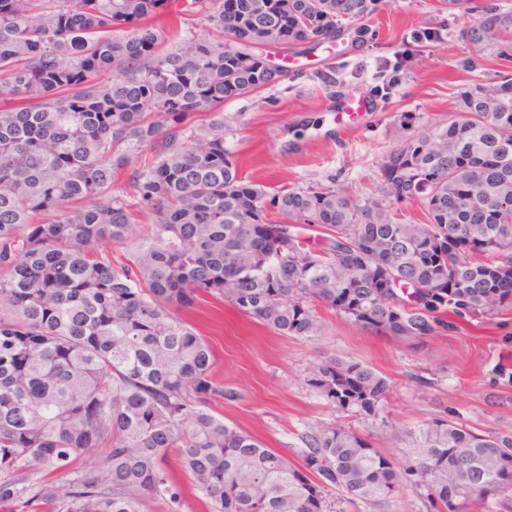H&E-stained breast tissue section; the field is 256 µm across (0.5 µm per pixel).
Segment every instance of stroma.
I'll return each instance as SVG.
<instances>
[{
    "mask_svg": "<svg viewBox=\"0 0 512 512\" xmlns=\"http://www.w3.org/2000/svg\"><path fill=\"white\" fill-rule=\"evenodd\" d=\"M471 19L465 8L446 9L441 0H384L365 23L369 37L357 38L350 29L307 52L268 50L284 77L223 107L224 145L240 175L269 192L318 184L356 200L378 197L384 156L403 137L453 111L461 80L457 62L473 51L462 36ZM438 26L440 39L405 64L390 97L381 98L376 87L393 72L411 32ZM324 72L331 83L321 80ZM356 99L369 111L355 115L350 134L336 136L324 122L326 113ZM183 316L214 351V379L236 394L232 401L211 400V410L289 460H296L302 434L320 425L353 429L397 462L407 445L395 430H416L450 408L479 431L512 428V389L503 404L486 400L488 374L502 350L498 328L413 344L324 308L318 336L306 339L277 335L211 297ZM324 358L358 361L388 379L378 417L336 411L306 385V369Z\"/></svg>",
    "mask_w": 512,
    "mask_h": 512,
    "instance_id": "1",
    "label": "stroma"
}]
</instances>
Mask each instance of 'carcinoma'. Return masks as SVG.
I'll list each match as a JSON object with an SVG mask.
<instances>
[{"mask_svg": "<svg viewBox=\"0 0 512 512\" xmlns=\"http://www.w3.org/2000/svg\"><path fill=\"white\" fill-rule=\"evenodd\" d=\"M379 0H0V470L69 471L97 448L99 474L59 512H348L425 490L428 512H512V430L473 432L450 408L409 434L397 465L335 424L301 437L296 465L208 407L236 394L180 315L219 298L283 336L311 338L317 306L369 330L423 341L507 326L512 312V12L469 7L473 45L456 113L404 138L381 165L383 200L331 186L269 193L224 148V102L281 77L257 47L315 48ZM196 16L220 33L157 50L153 18ZM133 25L124 33L123 26ZM439 38L423 28L415 49ZM148 148L130 196L114 170ZM414 202L419 223L393 206ZM149 211L137 233L131 208ZM277 214L283 221L271 216ZM44 220L36 223L34 217ZM125 248L112 261V246ZM491 370L512 388V331ZM306 384L341 412L376 418L388 379L318 359ZM188 486L172 476L170 449Z\"/></svg>", "mask_w": 512, "mask_h": 512, "instance_id": "carcinoma-1", "label": "carcinoma"}]
</instances>
